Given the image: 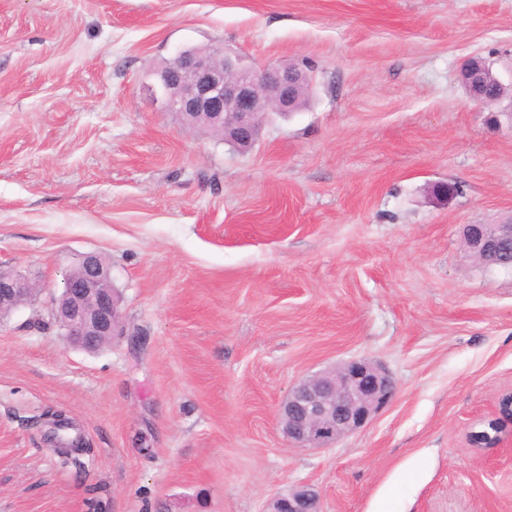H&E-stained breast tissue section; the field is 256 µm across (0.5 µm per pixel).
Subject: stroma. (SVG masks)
<instances>
[{"mask_svg":"<svg viewBox=\"0 0 512 512\" xmlns=\"http://www.w3.org/2000/svg\"><path fill=\"white\" fill-rule=\"evenodd\" d=\"M193 46L306 63L309 106L247 151L187 130L148 87ZM474 56L512 85V0H0V267L41 287L0 319V512H261L301 483L323 512H512V455L465 439L512 386V269L462 237L512 218V101L470 100ZM91 252L122 315L95 353L50 315ZM351 359L392 402L290 445L289 389Z\"/></svg>","mask_w":512,"mask_h":512,"instance_id":"stroma-1","label":"stroma"}]
</instances>
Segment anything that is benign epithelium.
<instances>
[{
	"mask_svg": "<svg viewBox=\"0 0 512 512\" xmlns=\"http://www.w3.org/2000/svg\"><path fill=\"white\" fill-rule=\"evenodd\" d=\"M480 58L467 59L461 82L480 105L501 100V81L485 74ZM150 85L166 112L187 124L203 122L224 129V140L246 149L258 139L263 112L295 111L294 99L310 89L308 73L296 66L285 70L276 63L253 67L222 48H188L155 71ZM464 241L477 260L488 267L502 265L503 249L512 244V224H468ZM110 271L96 253L80 260V273L66 274L51 310L69 345L96 352L120 332L118 300L104 286ZM36 289L21 274L0 268V319L30 302ZM395 395L391 377L373 363L353 359L294 385L280 406L279 418L289 442L308 448H330L336 441L364 428ZM491 420L494 434L469 436L473 447L511 448L512 391L501 394ZM263 512H322L319 494L307 485L271 496Z\"/></svg>",
	"mask_w": 512,
	"mask_h": 512,
	"instance_id": "benign-epithelium-1",
	"label": "benign epithelium"
}]
</instances>
